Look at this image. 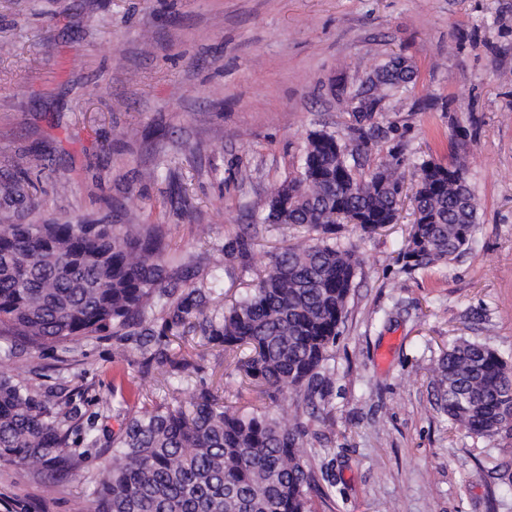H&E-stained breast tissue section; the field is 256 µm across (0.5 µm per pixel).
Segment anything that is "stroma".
I'll use <instances>...</instances> for the list:
<instances>
[{"instance_id": "35a3bbf8", "label": "stroma", "mask_w": 512, "mask_h": 512, "mask_svg": "<svg viewBox=\"0 0 512 512\" xmlns=\"http://www.w3.org/2000/svg\"><path fill=\"white\" fill-rule=\"evenodd\" d=\"M0 182L28 150L40 209L0 223L148 224L164 261L231 305L306 230L262 224L274 188L315 130L347 134L367 79L392 57L413 79L380 89L368 159L399 154L465 168L478 204L461 261L401 272L413 218L336 227L360 260L328 365L331 392L303 415L319 488L314 512H512V434H465L439 408L442 354L468 340L512 364V0H0ZM70 184L66 196L55 182ZM253 239L249 263L226 248ZM104 336L73 352L28 350L11 365L42 391L88 388L80 405L108 438L141 405L139 364ZM86 449L52 481L0 465L22 512H71L107 465Z\"/></svg>"}]
</instances>
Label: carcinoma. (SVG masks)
I'll return each mask as SVG.
<instances>
[{
	"label": "carcinoma",
	"instance_id": "obj_1",
	"mask_svg": "<svg viewBox=\"0 0 512 512\" xmlns=\"http://www.w3.org/2000/svg\"><path fill=\"white\" fill-rule=\"evenodd\" d=\"M366 132L342 140L309 135L295 175L274 190L263 222L318 233L309 244L274 254L265 274L228 308L189 288L177 304L161 262L165 236L145 224H0V360L69 348L103 333L135 339L143 360L167 336L153 335L155 314L183 339L198 330L224 352L225 377L253 384L262 410L224 405L221 385L204 379L156 395L161 381L143 372L145 401L112 436L110 462L91 498L74 512H312L314 470L302 448L298 411L316 408L331 387L326 367L340 335L356 273L355 256L331 241L341 220L374 231L395 223L404 182L392 155L366 167ZM410 197L414 222L398 250L408 271L462 257L475 240L477 204L463 166L424 160ZM19 176L0 186L7 207L40 203ZM168 376L203 368L182 357ZM440 410L468 434L493 437L512 419V370L492 348L461 341L440 359ZM73 395L35 390L29 378L0 373V462L60 479L93 448Z\"/></svg>",
	"mask_w": 512,
	"mask_h": 512
}]
</instances>
